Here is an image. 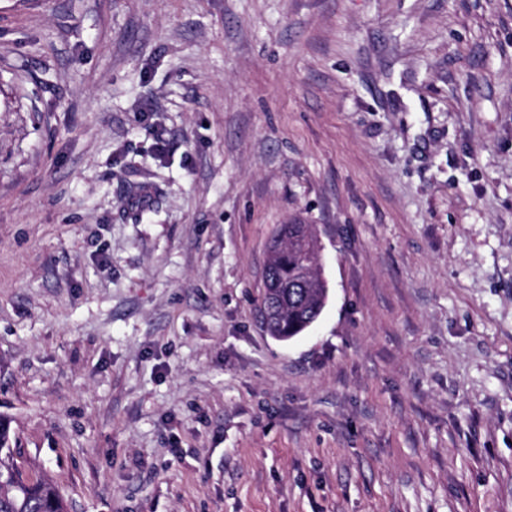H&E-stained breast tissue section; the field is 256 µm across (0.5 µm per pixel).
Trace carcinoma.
I'll list each match as a JSON object with an SVG mask.
<instances>
[{"instance_id": "cac0c4a2", "label": "carcinoma", "mask_w": 512, "mask_h": 512, "mask_svg": "<svg viewBox=\"0 0 512 512\" xmlns=\"http://www.w3.org/2000/svg\"><path fill=\"white\" fill-rule=\"evenodd\" d=\"M273 239L264 272V304L273 309L263 320L277 341H289L304 333L321 316L328 288L319 261L321 243L309 224H282ZM15 449L4 424L0 423V512H67L66 503L54 483L28 480L15 463Z\"/></svg>"}]
</instances>
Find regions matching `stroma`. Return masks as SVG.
Returning <instances> with one entry per match:
<instances>
[{"mask_svg": "<svg viewBox=\"0 0 512 512\" xmlns=\"http://www.w3.org/2000/svg\"><path fill=\"white\" fill-rule=\"evenodd\" d=\"M0 421L68 512H512V0H0ZM272 238L278 243L269 252L263 300L273 312L267 320L261 305L260 313L273 339L289 341L311 327L325 307L328 288L319 261L322 246L311 224H281Z\"/></svg>", "mask_w": 512, "mask_h": 512, "instance_id": "stroma-1", "label": "stroma"}]
</instances>
